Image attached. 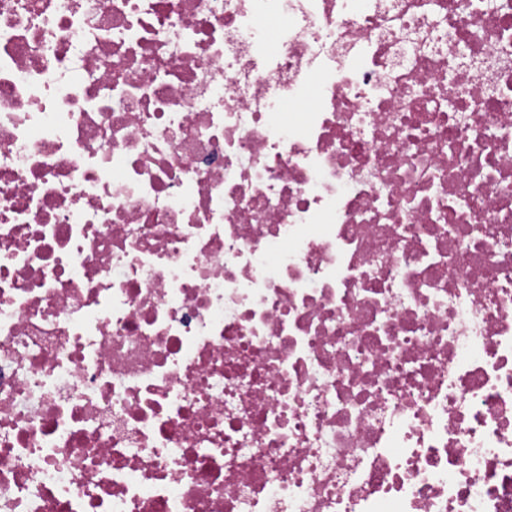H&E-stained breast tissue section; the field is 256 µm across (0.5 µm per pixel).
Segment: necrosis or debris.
Returning <instances> with one entry per match:
<instances>
[{"label": "necrosis or debris", "instance_id": "obj_1", "mask_svg": "<svg viewBox=\"0 0 512 512\" xmlns=\"http://www.w3.org/2000/svg\"><path fill=\"white\" fill-rule=\"evenodd\" d=\"M0 512H512V0H0Z\"/></svg>", "mask_w": 512, "mask_h": 512}]
</instances>
